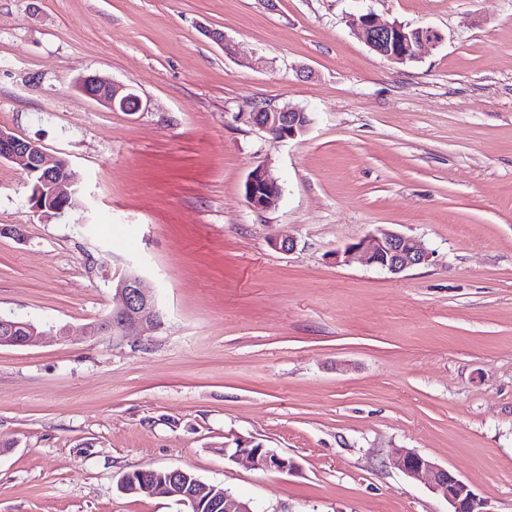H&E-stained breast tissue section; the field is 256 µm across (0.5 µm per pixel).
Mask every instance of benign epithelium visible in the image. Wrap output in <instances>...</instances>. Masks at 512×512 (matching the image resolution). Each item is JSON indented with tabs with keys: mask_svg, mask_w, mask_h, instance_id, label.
<instances>
[{
	"mask_svg": "<svg viewBox=\"0 0 512 512\" xmlns=\"http://www.w3.org/2000/svg\"><path fill=\"white\" fill-rule=\"evenodd\" d=\"M348 23L356 35L377 54L396 62L415 59L422 48L441 40L431 27L411 28L405 24L382 23L371 14L349 17ZM79 89L90 99L110 108L136 112L140 100L129 87L108 81L98 75L80 79ZM246 121L275 140L294 139L307 132L311 125L308 113L296 107L256 109L247 113ZM0 160L15 164L26 175L43 174L35 185L33 209L44 215H58L70 205L72 182L62 180L58 172L65 160L49 155L42 144L17 137L10 129H0ZM246 184L250 192L246 199L251 208L263 211L276 207L281 198V187L264 163L248 175ZM261 186L267 196L258 199L252 192ZM433 252L418 240L402 233L379 228L369 237L342 250L336 251L338 264L360 261L391 274H399L414 266L431 262ZM115 297L118 306L108 316L91 324L86 336L98 338L109 335L114 339L134 334L151 338L164 327V316L150 283L134 270L115 276ZM42 333L31 322L22 318L0 317V346H25L36 342ZM237 448L231 455L251 467L264 472L285 473L295 468L293 460L253 440L236 441ZM392 464L407 477L421 482L435 496L445 501L449 512H484L482 500L457 474L438 464L432 458L414 450L401 449ZM128 472L120 479V489L127 494H147L174 499L195 512L199 500H211L221 512H252L248 503L231 495L224 487L201 480L190 481L185 471L174 469H145L139 479L129 480Z\"/></svg>",
	"mask_w": 512,
	"mask_h": 512,
	"instance_id": "1",
	"label": "benign epithelium"
}]
</instances>
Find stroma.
I'll return each instance as SVG.
<instances>
[{"label": "stroma", "instance_id": "1", "mask_svg": "<svg viewBox=\"0 0 512 512\" xmlns=\"http://www.w3.org/2000/svg\"><path fill=\"white\" fill-rule=\"evenodd\" d=\"M363 13L442 39L394 63ZM87 74L140 110L84 96ZM288 105L305 135L237 118ZM0 125L79 178L46 218L0 162V316L43 332L0 347V512H182L118 487L164 468L253 512H447L403 448L512 512V0H0ZM261 163L282 195L258 212ZM379 227L432 261L334 262ZM130 266L163 329L86 338ZM238 436L295 469L232 461ZM79 89L90 99L113 109L137 112L141 108L140 100L129 91V87L96 74L83 76L79 81ZM249 192L245 194L248 204L254 210L263 211L276 207L281 198V187L276 178L270 172L268 166L264 163L256 166L246 179ZM260 185L267 192L268 196H263L262 203L258 201V194L253 192L255 186Z\"/></svg>", "mask_w": 512, "mask_h": 512}]
</instances>
